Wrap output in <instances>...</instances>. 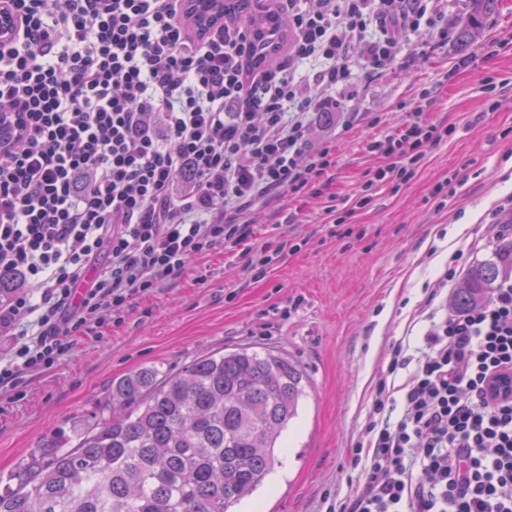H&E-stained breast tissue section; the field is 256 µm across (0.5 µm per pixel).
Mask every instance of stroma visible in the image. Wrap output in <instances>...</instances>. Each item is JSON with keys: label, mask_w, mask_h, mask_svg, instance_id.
Listing matches in <instances>:
<instances>
[{"label": "stroma", "mask_w": 512, "mask_h": 512, "mask_svg": "<svg viewBox=\"0 0 512 512\" xmlns=\"http://www.w3.org/2000/svg\"><path fill=\"white\" fill-rule=\"evenodd\" d=\"M428 91L424 116L453 128L408 183L380 186L346 217L352 235L330 236V199L358 193L385 158L367 144L386 133ZM351 125L320 116L336 165L321 193L260 202L251 241L271 234L300 251L252 280L238 254L211 252L147 299L102 339L74 337L70 354L29 376L20 400L0 406V474L9 475L48 436L93 424L113 378L156 364L177 372L195 359L250 347L272 350L307 375L308 396L284 431L285 450L266 483L237 512H326L353 493L351 447L370 418L376 384L393 343L418 345L421 307L456 252L462 270L490 259L512 237V0H497L469 46L440 44L426 32L404 41L380 74L356 68Z\"/></svg>", "instance_id": "1"}]
</instances>
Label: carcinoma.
<instances>
[{
	"label": "carcinoma",
	"instance_id": "cac0c4a2",
	"mask_svg": "<svg viewBox=\"0 0 512 512\" xmlns=\"http://www.w3.org/2000/svg\"><path fill=\"white\" fill-rule=\"evenodd\" d=\"M496 0H472L459 30L471 40ZM512 275V240L466 273L459 311ZM19 274L0 273V299ZM303 371L248 348L194 361L165 378L144 365L112 383V396L74 446L39 445L0 477V512H229L260 488L298 416Z\"/></svg>",
	"mask_w": 512,
	"mask_h": 512
}]
</instances>
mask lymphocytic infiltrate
I'll list each match as a JSON object with an SVG mask.
<instances>
[{"label": "lymphocytic infiltrate", "mask_w": 512, "mask_h": 512, "mask_svg": "<svg viewBox=\"0 0 512 512\" xmlns=\"http://www.w3.org/2000/svg\"><path fill=\"white\" fill-rule=\"evenodd\" d=\"M180 2L0 0L15 18L0 113L26 117L0 153V272L21 276L0 300V392L122 323L202 253L243 252L265 278L297 246L249 247L253 206L313 189L335 164L329 143L311 144L315 114L341 107L354 67L393 64L406 33L453 35L448 0H268L288 40L258 66L246 23L199 38ZM452 133L422 107L403 113L369 143L387 163L354 206L408 182ZM421 315L424 346H393L338 512H512V398L493 391L512 373V278L467 311L429 301Z\"/></svg>", "instance_id": "lymphocytic-infiltrate-1"}]
</instances>
